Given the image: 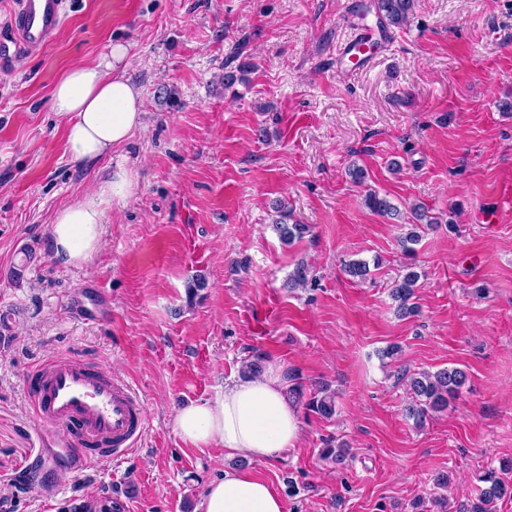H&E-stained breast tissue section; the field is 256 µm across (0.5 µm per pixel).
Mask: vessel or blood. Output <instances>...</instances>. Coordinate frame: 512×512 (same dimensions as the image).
<instances>
[{
	"label": "vessel or blood",
	"mask_w": 512,
	"mask_h": 512,
	"mask_svg": "<svg viewBox=\"0 0 512 512\" xmlns=\"http://www.w3.org/2000/svg\"><path fill=\"white\" fill-rule=\"evenodd\" d=\"M65 0H17L10 27L0 32V63L10 47L30 52L47 45L64 22ZM366 37L353 31L336 51L338 69L353 71L368 61ZM36 416L62 428L73 465L85 468L101 456L121 461L142 439L147 420L137 396L124 384L73 357H60L34 372L28 381Z\"/></svg>",
	"instance_id": "obj_1"
}]
</instances>
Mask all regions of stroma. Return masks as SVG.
Segmentation results:
<instances>
[{
	"instance_id": "35a3bbf8",
	"label": "stroma",
	"mask_w": 512,
	"mask_h": 512,
	"mask_svg": "<svg viewBox=\"0 0 512 512\" xmlns=\"http://www.w3.org/2000/svg\"><path fill=\"white\" fill-rule=\"evenodd\" d=\"M370 3L66 0L53 41L0 66V312L12 317L0 330V512H195L227 465L270 482L286 512H437L443 496L456 512L485 471L512 480V0H418L348 80L336 46L347 22L375 28ZM115 43L145 126L72 161L53 86ZM228 61L246 67L229 88ZM119 163L135 194L107 208L88 263L60 264L57 212ZM370 189L400 219L369 211ZM279 202L308 227L288 245L271 225ZM416 204L456 228L423 233L419 312L401 319L389 291ZM377 256L368 281L343 271ZM301 261L315 283L289 289ZM198 275L205 288L188 294ZM89 284L111 298V319L75 314ZM69 355L143 402L147 430L122 462L74 473L47 458L62 433L35 416L26 378ZM257 357L306 391L329 385L335 415L299 408V447L264 461L184 442L175 412ZM448 367L466 385L415 426L408 375ZM328 443L347 449L344 463L323 458Z\"/></svg>"
}]
</instances>
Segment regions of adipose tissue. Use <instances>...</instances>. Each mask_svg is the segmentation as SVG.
I'll return each mask as SVG.
<instances>
[{
  "label": "adipose tissue",
  "mask_w": 512,
  "mask_h": 512,
  "mask_svg": "<svg viewBox=\"0 0 512 512\" xmlns=\"http://www.w3.org/2000/svg\"><path fill=\"white\" fill-rule=\"evenodd\" d=\"M128 50L113 45L98 63L72 67L55 85L52 110L62 120L73 160L102 157L126 144L143 125V102L126 75ZM135 181L124 165L81 201L58 211L49 245L60 263L82 265L96 253L108 205L125 202ZM180 437L197 448L220 447L225 457L263 461L298 445L297 409L275 369L225 384L213 398L179 409ZM201 512H285L281 497L245 468L224 469L206 487Z\"/></svg>",
  "instance_id": "adipose-tissue-1"
}]
</instances>
